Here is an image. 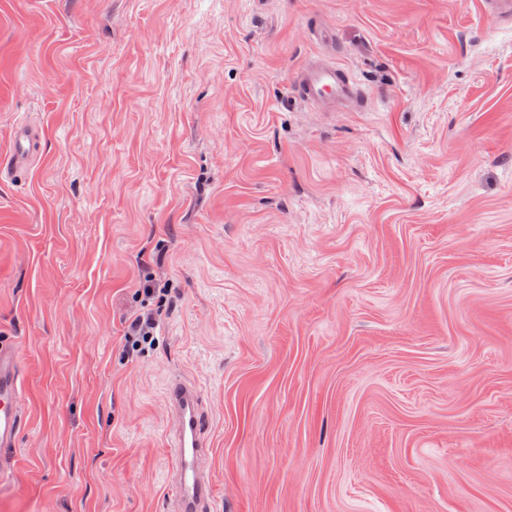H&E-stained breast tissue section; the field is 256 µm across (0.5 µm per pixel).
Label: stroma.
I'll list each match as a JSON object with an SVG mask.
<instances>
[{
    "label": "stroma",
    "mask_w": 512,
    "mask_h": 512,
    "mask_svg": "<svg viewBox=\"0 0 512 512\" xmlns=\"http://www.w3.org/2000/svg\"><path fill=\"white\" fill-rule=\"evenodd\" d=\"M324 53L362 109L295 100ZM20 118L0 340L33 416L0 512H170L175 378L205 512H512V26L477 0H0V154ZM41 139L39 129L28 123H17L11 130L7 161L0 165V176L14 174L26 169L38 152ZM154 313L135 315L128 322L124 330L125 347L132 350L139 349L154 340V329L156 327Z\"/></svg>",
    "instance_id": "1"
}]
</instances>
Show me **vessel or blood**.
Masks as SVG:
<instances>
[{"label":"vessel or blood","mask_w":512,"mask_h":512,"mask_svg":"<svg viewBox=\"0 0 512 512\" xmlns=\"http://www.w3.org/2000/svg\"><path fill=\"white\" fill-rule=\"evenodd\" d=\"M298 92L309 106L318 109L339 101H357L364 96L349 72L328 58L300 68ZM40 139L36 126L17 123L10 133L7 161L0 165V175L26 169L38 151ZM21 389L19 354L11 343L0 340V474L15 468V447L21 426L28 417L20 403ZM168 402L175 416L177 480L174 499L178 512H199L210 489L198 467L202 448L198 391L186 381L174 380L169 386Z\"/></svg>","instance_id":"obj_1"}]
</instances>
